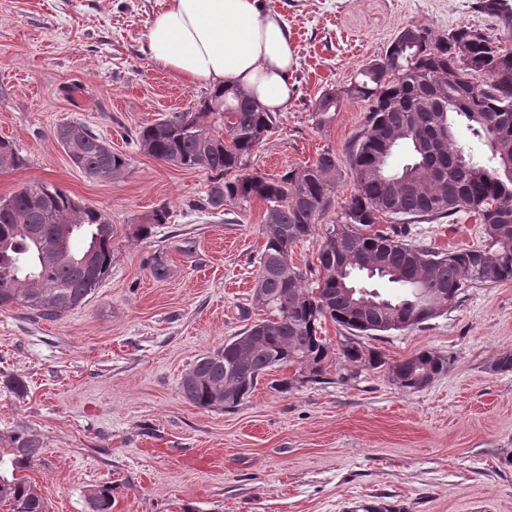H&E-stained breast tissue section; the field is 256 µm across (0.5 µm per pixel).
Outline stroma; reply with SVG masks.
Returning a JSON list of instances; mask_svg holds the SVG:
<instances>
[{
  "mask_svg": "<svg viewBox=\"0 0 512 512\" xmlns=\"http://www.w3.org/2000/svg\"><path fill=\"white\" fill-rule=\"evenodd\" d=\"M293 39L294 90L277 131L253 166L277 175L335 153L336 203L354 190L349 149L368 104L343 100L316 127L323 90L345 88L383 57L400 30L438 36L459 26L502 34L477 0H261ZM167 0H0V138L26 157L0 170V200L42 182L112 220V276L80 308L54 321L23 307L0 310V438L24 428L43 444L25 476L48 512H88L90 486L110 485L112 512H512V372L491 365L512 354V281L475 284L440 316L369 339L387 363L430 349L448 370L409 392L386 369L333 355L321 383L279 392L261 378L234 410L187 402L179 382L194 361L265 313L252 289L265 243V206L200 209L204 169L142 153V127L190 110L208 93L148 58L147 34ZM80 123L127 167L92 178L54 137ZM170 218L137 237L145 214ZM483 227L414 223L409 241L448 252L483 243ZM192 239L191 251L180 248ZM161 256L165 279L148 264ZM24 381L16 393L11 379Z\"/></svg>",
  "mask_w": 512,
  "mask_h": 512,
  "instance_id": "obj_1",
  "label": "stroma"
}]
</instances>
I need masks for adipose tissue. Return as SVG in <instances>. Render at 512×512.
Instances as JSON below:
<instances>
[{"instance_id":"1","label":"adipose tissue","mask_w":512,"mask_h":512,"mask_svg":"<svg viewBox=\"0 0 512 512\" xmlns=\"http://www.w3.org/2000/svg\"><path fill=\"white\" fill-rule=\"evenodd\" d=\"M147 47L152 64L181 80L240 90L269 112L292 95L289 27L260 0H167Z\"/></svg>"}]
</instances>
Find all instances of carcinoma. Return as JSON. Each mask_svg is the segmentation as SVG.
Returning a JSON list of instances; mask_svg holds the SVG:
<instances>
[{"label":"carcinoma","mask_w":512,"mask_h":512,"mask_svg":"<svg viewBox=\"0 0 512 512\" xmlns=\"http://www.w3.org/2000/svg\"><path fill=\"white\" fill-rule=\"evenodd\" d=\"M477 8L499 20L503 37L460 25L437 37L422 26L401 30L384 56L360 71L344 90L323 92L314 122H329L343 98L369 103V114L349 154L355 191L340 206L336 221L319 220L331 209L338 165L326 149L308 166L270 176L250 170L254 153L280 123L242 91L212 90L200 108L173 112L141 129V152L184 169L211 172L203 210L227 204H265V243L255 287L275 315L251 323L224 347L198 357L179 389L191 404L233 409L250 395L258 379L284 366L298 376L280 381L319 383L331 358L321 336L328 320L342 327L344 361L364 369L385 364L380 351L360 341L435 318V305L457 302L473 284L512 281V0H477ZM459 126L486 147L487 163L474 161L456 134ZM55 136L68 157L91 177L117 173L124 154L85 130L74 144ZM26 164L14 144L0 140V169ZM464 213L492 232L482 247L443 253L377 229L385 217L407 224L455 221ZM76 214L79 223L64 236L59 219ZM164 207L145 214L137 236L150 237L167 223ZM112 221L65 191L38 183L0 200V309L22 306L42 318L57 319L84 305L112 274ZM321 235L317 263H292L293 246ZM79 238V250L60 248ZM375 268L397 292L384 295L375 281L357 282L356 271ZM402 327H396V324ZM448 371V358L429 349L389 367L401 387L419 391ZM43 443L16 430L0 449V508L47 512V505L18 473L41 456ZM89 512H112V486L88 490Z\"/></svg>","instance_id":"cac0c4a2"}]
</instances>
